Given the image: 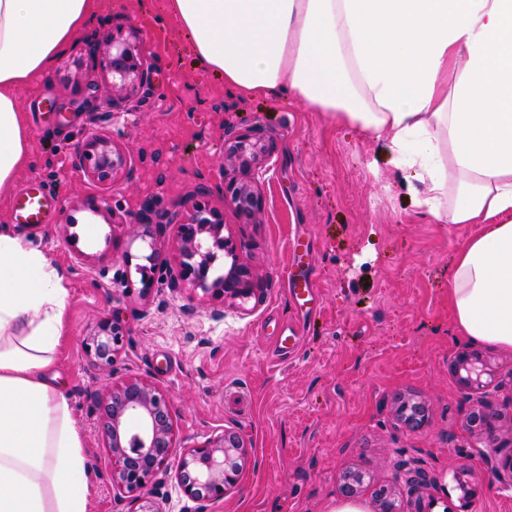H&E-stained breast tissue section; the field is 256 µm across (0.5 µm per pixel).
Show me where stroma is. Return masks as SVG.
<instances>
[{
  "mask_svg": "<svg viewBox=\"0 0 512 512\" xmlns=\"http://www.w3.org/2000/svg\"><path fill=\"white\" fill-rule=\"evenodd\" d=\"M97 17L45 74L19 92L32 126L35 179L55 196L51 223L25 232L65 276L68 336L55 367L81 426L92 471L90 512H120L112 458L98 430L96 394L112 382L144 379L169 397L175 444L196 448L224 432L249 448L237 485L207 512H334L341 478L363 473L364 506L393 483L397 460L428 479L401 492L402 512H512V484L488 467L483 435L467 416L487 405L499 416L493 442L512 454V349L456 335L448 276L472 224H436L414 207L379 142L327 124L281 99H249L198 66L167 38L171 21L144 13L140 0H96ZM140 29L153 68L150 87L116 99L97 61L104 38ZM262 124L274 151L260 179L264 209L254 217L224 203V132ZM106 135L129 152L110 185L78 164L85 140ZM203 191L224 211V233L254 275L250 296L220 302L187 281L171 288L180 261L178 228L163 227L158 258L131 242L144 207L185 212ZM312 256L320 310L286 358L275 352L293 318L281 288L293 241ZM223 317H214V308ZM120 317L127 341L112 371L92 366L83 340L98 322ZM465 348L483 352L495 372L481 393L461 388L451 364ZM425 402L427 424L408 429L399 398ZM475 497H466L468 489Z\"/></svg>",
  "mask_w": 512,
  "mask_h": 512,
  "instance_id": "1",
  "label": "stroma"
}]
</instances>
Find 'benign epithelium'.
Instances as JSON below:
<instances>
[{
	"mask_svg": "<svg viewBox=\"0 0 512 512\" xmlns=\"http://www.w3.org/2000/svg\"><path fill=\"white\" fill-rule=\"evenodd\" d=\"M139 33L130 29L128 36L106 41L107 51L101 67L111 78L112 91L126 99L152 82L153 72L139 46ZM271 155L270 139L263 128L256 126L245 132L230 131L224 139V159L230 162L235 175L224 178V198L248 218L261 210L262 196L257 176ZM80 164L91 180L108 185L128 165L127 152L111 138L94 136L78 152ZM162 228L149 217L129 225L132 240L153 246V239ZM224 214L200 201L191 203L190 213L179 223L178 249L180 270L173 275L171 286L181 281L215 298L239 299L252 293L253 275L239 262L233 242L224 237ZM225 251L231 258L229 269L210 278L212 248ZM126 338V331L117 317L104 318L97 331L85 343L86 357L102 369H112ZM453 372L466 390H481L491 382L494 371L481 352L464 350L453 362ZM101 431L116 468L111 474L114 500L128 496L138 504L137 512H158L148 489L158 475L173 476L182 493L197 503L196 512H206L209 503L224 498L238 483L248 450L243 438L235 432L197 448L178 451L174 441L172 403L163 392L147 380H128L112 384V388L96 396ZM397 414L404 424L418 430L428 421V408L422 401L401 398ZM494 413L477 409L468 417L471 431L489 437L494 432ZM176 467H171L173 457ZM363 475L349 472L343 478V495L353 501L358 495Z\"/></svg>",
	"mask_w": 512,
	"mask_h": 512,
	"instance_id": "obj_1",
	"label": "benign epithelium"
}]
</instances>
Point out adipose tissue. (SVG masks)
Segmentation results:
<instances>
[{"label": "adipose tissue", "mask_w": 512, "mask_h": 512, "mask_svg": "<svg viewBox=\"0 0 512 512\" xmlns=\"http://www.w3.org/2000/svg\"><path fill=\"white\" fill-rule=\"evenodd\" d=\"M198 65L385 144L415 207L474 224L448 307L459 335L512 348V0H150ZM93 0H0V196L29 164L16 92L90 24ZM62 272L0 230V512H90L91 471L53 369Z\"/></svg>", "instance_id": "ef3b65f1"}]
</instances>
